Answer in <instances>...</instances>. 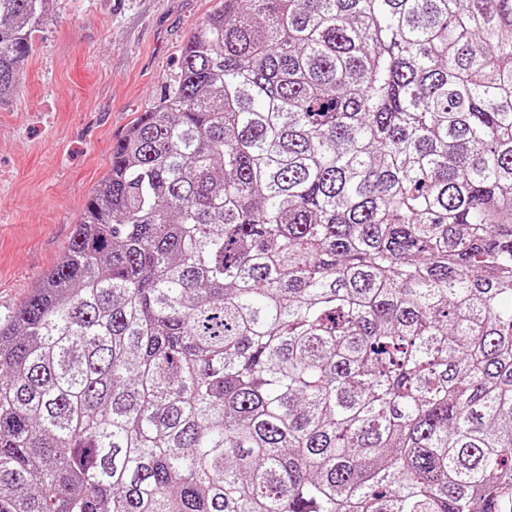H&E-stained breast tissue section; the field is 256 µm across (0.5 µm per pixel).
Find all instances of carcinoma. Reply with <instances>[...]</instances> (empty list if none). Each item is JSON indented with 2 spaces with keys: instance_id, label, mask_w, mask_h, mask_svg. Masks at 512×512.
Masks as SVG:
<instances>
[{
  "instance_id": "obj_1",
  "label": "carcinoma",
  "mask_w": 512,
  "mask_h": 512,
  "mask_svg": "<svg viewBox=\"0 0 512 512\" xmlns=\"http://www.w3.org/2000/svg\"><path fill=\"white\" fill-rule=\"evenodd\" d=\"M0 512H512V0H215L0 318Z\"/></svg>"
}]
</instances>
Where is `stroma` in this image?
<instances>
[{"instance_id":"35a3bbf8","label":"stroma","mask_w":512,"mask_h":512,"mask_svg":"<svg viewBox=\"0 0 512 512\" xmlns=\"http://www.w3.org/2000/svg\"><path fill=\"white\" fill-rule=\"evenodd\" d=\"M213 0H52L0 102V317L67 248L112 144L154 105Z\"/></svg>"}]
</instances>
